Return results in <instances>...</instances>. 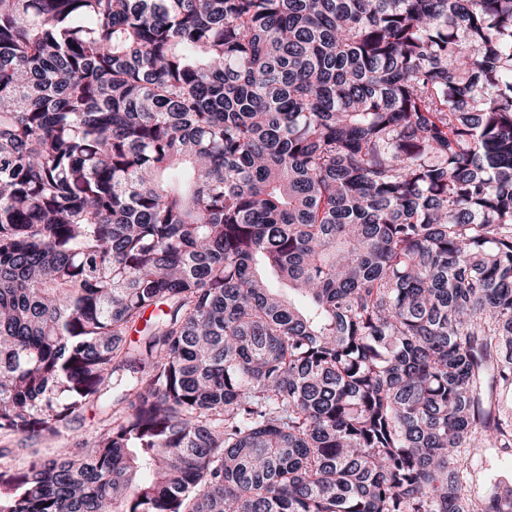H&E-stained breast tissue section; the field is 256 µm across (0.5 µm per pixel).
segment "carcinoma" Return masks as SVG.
<instances>
[{"label": "carcinoma", "mask_w": 512, "mask_h": 512, "mask_svg": "<svg viewBox=\"0 0 512 512\" xmlns=\"http://www.w3.org/2000/svg\"><path fill=\"white\" fill-rule=\"evenodd\" d=\"M510 393L512 0H0V512H512ZM56 450V445L48 441H32L23 445L19 443L18 438L2 439L0 440V471L9 468L22 469L34 452L39 456H51ZM468 457L473 462L474 458L483 459L484 469L478 470V473H472L473 481H484L487 477L503 472H509L512 475V448L502 449L499 452L494 448H470L467 452Z\"/></svg>", "instance_id": "cac0c4a2"}]
</instances>
